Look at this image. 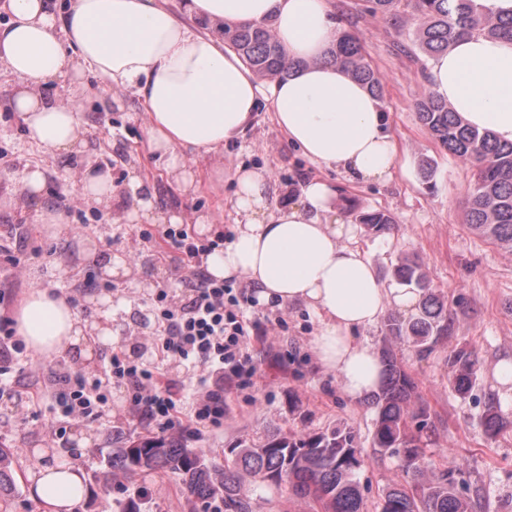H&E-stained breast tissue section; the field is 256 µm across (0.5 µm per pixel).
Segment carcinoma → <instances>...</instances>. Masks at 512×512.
<instances>
[{
    "label": "carcinoma",
    "instance_id": "obj_1",
    "mask_svg": "<svg viewBox=\"0 0 512 512\" xmlns=\"http://www.w3.org/2000/svg\"><path fill=\"white\" fill-rule=\"evenodd\" d=\"M370 12L395 18L412 7L420 23L415 44L428 59L448 50L464 36L483 34L512 41V13L492 16L482 13L474 0H368ZM224 44L236 51L260 77L288 73V64L270 22L224 25ZM331 58L368 87L382 94V81L366 61L358 39L341 35ZM418 119L449 154L475 164L474 182L467 202L466 221L492 244L512 251V143H502L484 129L464 124L448 104L432 93L417 103ZM357 223L373 233L390 229L392 216L385 210L356 215ZM402 283L415 285L423 299L415 317L388 316L386 335L410 341L428 351L455 333L457 305L434 290L423 264L405 259L394 269ZM384 378L372 404L376 418L372 445L382 454L399 455L406 477L383 494L381 512H471L470 503L454 489V469L445 466L432 477L422 475L425 457L422 431L428 411L415 405V383L392 350H382ZM448 380L459 395L467 394L478 378L473 352L457 346L448 356ZM483 425L489 438H497L512 426L500 414L495 399L485 403ZM12 450L0 444V497L15 486L11 470ZM112 468L125 476L164 471L178 474L195 500L210 503L219 498L224 512H251L249 489L243 476L263 486L285 487L294 497L318 503L322 512H364L365 504L355 479L361 467V452L353 432L345 427L309 433L281 430L259 443L242 441L224 453V466L208 462L186 443L174 438L142 437L120 441L112 453Z\"/></svg>",
    "mask_w": 512,
    "mask_h": 512
}]
</instances>
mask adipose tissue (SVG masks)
<instances>
[{
	"mask_svg": "<svg viewBox=\"0 0 512 512\" xmlns=\"http://www.w3.org/2000/svg\"><path fill=\"white\" fill-rule=\"evenodd\" d=\"M196 26L180 22L161 0H71L58 15L48 0H5L11 20L0 26V65L16 78L12 101L29 138L51 152H79L86 129L74 101L44 91L90 66L112 86L132 91L146 112L152 152L185 190L195 177L190 155L223 150L238 138L261 101H269L288 141L312 162L342 169L354 181L392 179L397 146L367 88L342 64L326 63L340 34L332 0H182ZM272 21L291 68L260 82L220 34L223 25ZM432 91L467 124L512 142V42L481 35L458 40L430 64ZM235 208L243 220L234 239L206 260L215 278L247 281L259 302L300 304L315 312L318 363L335 371L342 391L363 401L382 384L376 350L359 336L388 311L416 313L418 290L386 285L350 244L356 224L338 194L313 179L288 206L268 205L270 183L237 170ZM88 205L132 200L128 221L161 220L140 175L124 185L86 164L79 191ZM16 329L38 354L56 358L84 341L76 308L37 288L15 313ZM30 494L47 512H76L85 495L81 468L44 462L30 475Z\"/></svg>",
	"mask_w": 512,
	"mask_h": 512,
	"instance_id": "adipose-tissue-1",
	"label": "adipose tissue"
}]
</instances>
